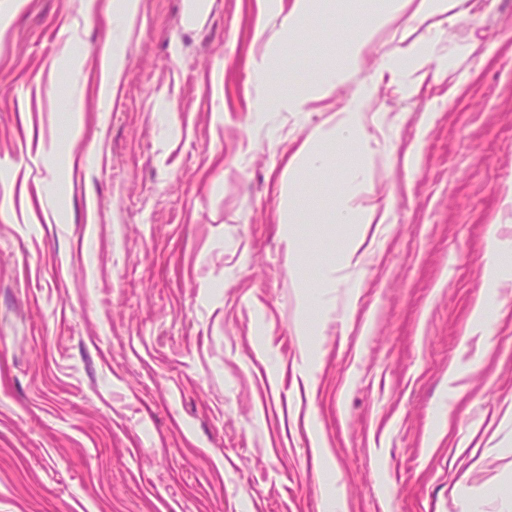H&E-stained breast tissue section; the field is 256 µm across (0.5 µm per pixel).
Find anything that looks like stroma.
<instances>
[{"label": "stroma", "instance_id": "obj_1", "mask_svg": "<svg viewBox=\"0 0 512 512\" xmlns=\"http://www.w3.org/2000/svg\"><path fill=\"white\" fill-rule=\"evenodd\" d=\"M420 2L328 0L265 78L275 0H0V512H512V0ZM361 98L388 218L323 224L344 155L288 165ZM320 78L312 85L305 86L291 92L288 95H278L262 101L259 105L252 108L253 112H265L269 103L274 104V108L284 112H304L308 110L309 104L328 95L336 87L338 76L336 72L329 68H319Z\"/></svg>", "mask_w": 512, "mask_h": 512}]
</instances>
